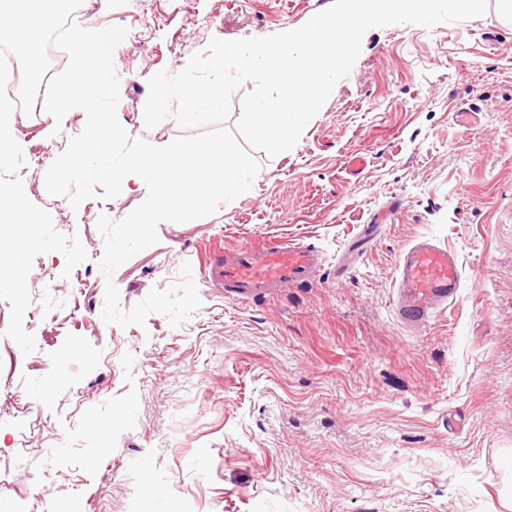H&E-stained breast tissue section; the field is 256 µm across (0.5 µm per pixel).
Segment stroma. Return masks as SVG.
Listing matches in <instances>:
<instances>
[{"mask_svg":"<svg viewBox=\"0 0 512 512\" xmlns=\"http://www.w3.org/2000/svg\"><path fill=\"white\" fill-rule=\"evenodd\" d=\"M332 0H90L77 24L122 26L113 53L117 116L134 137L185 136L175 117L146 128L148 80L179 72L211 38L295 29ZM476 106L478 122L456 108ZM85 113L55 122L14 112L22 148L53 161ZM366 167L352 174L350 156ZM252 194L159 241L105 279L99 216L141 202L55 208L45 169L24 166L29 199L78 235L89 258L40 255L28 284L36 350L0 374V512H512V24L496 8L433 28L368 31L288 155L255 154ZM378 230L360 254L348 246ZM288 237L322 252L321 276L237 302L201 275L213 247ZM452 250L460 297L423 330L397 315L400 250ZM202 302L179 327L160 314L125 329L101 316L180 282ZM20 397L16 419L6 395Z\"/></svg>","mask_w":512,"mask_h":512,"instance_id":"stroma-1","label":"stroma"}]
</instances>
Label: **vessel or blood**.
<instances>
[{
	"label": "vessel or blood",
	"instance_id": "1",
	"mask_svg": "<svg viewBox=\"0 0 512 512\" xmlns=\"http://www.w3.org/2000/svg\"><path fill=\"white\" fill-rule=\"evenodd\" d=\"M320 264L314 244L276 239L216 250L203 276L226 296L243 302L269 297L279 288L311 284ZM461 282L455 252L429 239L402 248L396 266L399 318L410 326L429 323L457 301Z\"/></svg>",
	"mask_w": 512,
	"mask_h": 512
}]
</instances>
